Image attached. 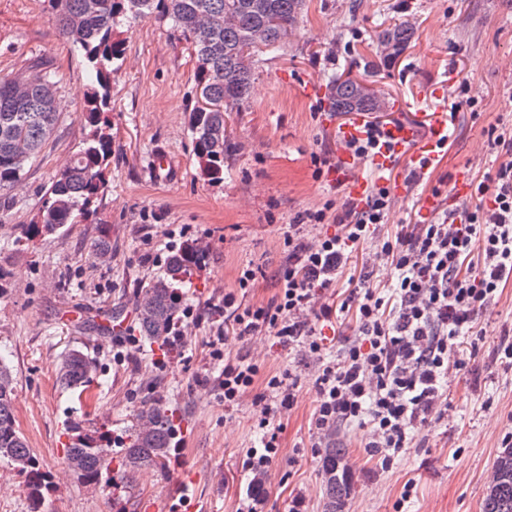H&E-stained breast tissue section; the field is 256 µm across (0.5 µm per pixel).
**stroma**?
<instances>
[{
    "label": "stroma",
    "instance_id": "stroma-1",
    "mask_svg": "<svg viewBox=\"0 0 512 512\" xmlns=\"http://www.w3.org/2000/svg\"><path fill=\"white\" fill-rule=\"evenodd\" d=\"M402 21L415 26V40L393 58L376 36ZM119 37L124 59L112 79L108 188L93 220L34 235L46 190L86 135L88 76L45 0H0V77L46 62L57 73L61 101L41 161L19 184L0 190V355L16 376L19 427L53 480L45 512H237L251 479L242 460L258 435L254 416L265 382L257 380L238 407L225 408L211 358L214 308L228 291L247 305L268 303L287 261L283 238L293 216L347 194L337 188L335 170L313 174L314 156L342 159V130L354 119L330 109L329 77H359L366 61L380 60L371 82L392 104L387 117L412 126L419 140L428 134L427 113L454 115L448 147L438 150L427 182H408V154L393 163V174L407 180L406 194L383 230L397 233L419 223L428 203L447 209L458 171L481 179L492 160L485 130L512 124V0H307L286 49L260 57L252 95L231 115L227 136L235 150L220 183L203 178L188 131L195 62L185 41L154 15L122 25ZM310 82L319 95L305 94ZM463 82L476 105L458 95ZM159 151L172 161L162 178L151 163ZM104 231L112 250L101 258L93 247ZM21 237L25 245L16 246ZM185 237L208 252L194 278L185 339L173 348L129 345L139 281L160 270L168 243ZM247 264L257 269L258 284L242 290L237 272ZM482 325L469 370L448 375L446 416L416 427L410 448L392 467L369 456L366 430L337 434L352 484L344 512H481L503 437L512 431V368L497 358L503 332L512 330V284ZM74 347L97 364L81 394L55 374ZM227 347L251 354L266 373L291 368L300 377L280 433L281 456L264 479L263 512H288L298 495L307 512H323L315 368L295 366L287 348L264 334L229 336ZM149 399L162 400L176 418L177 452L166 468L144 470L118 489L67 476L71 418L120 436ZM187 483L194 498L185 507L180 489Z\"/></svg>",
    "mask_w": 512,
    "mask_h": 512
}]
</instances>
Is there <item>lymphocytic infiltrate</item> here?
Instances as JSON below:
<instances>
[{
	"label": "lymphocytic infiltrate",
	"instance_id": "f902f5d3",
	"mask_svg": "<svg viewBox=\"0 0 512 512\" xmlns=\"http://www.w3.org/2000/svg\"><path fill=\"white\" fill-rule=\"evenodd\" d=\"M361 129L340 147L353 159L370 161L389 133L382 122L366 121ZM487 140L495 164L483 173L471 207L443 211L391 236L381 231L394 202L389 186L373 184L359 202L326 200L289 224L288 263L271 302L246 306L225 293L219 314L231 330L211 342L213 360L224 365L218 387L225 407L237 406L257 378L266 384L257 418L263 435L244 460L254 477L280 457L282 419L296 403L298 377L291 371L266 375L252 359L230 356L224 345L231 334L272 335L315 364L318 434L369 429L368 451L382 467L400 458L416 426L443 417L449 370L468 368L485 334L482 317L512 282V131L489 126ZM330 223L335 233L309 238V229ZM363 246L389 269V279L377 280L371 269L346 276L352 252ZM348 319L352 335L331 348L323 323Z\"/></svg>",
	"mask_w": 512,
	"mask_h": 512
}]
</instances>
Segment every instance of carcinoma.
<instances>
[{"mask_svg": "<svg viewBox=\"0 0 512 512\" xmlns=\"http://www.w3.org/2000/svg\"><path fill=\"white\" fill-rule=\"evenodd\" d=\"M306 0H48L61 34L77 48L91 84L85 98L86 137L46 192L38 230L52 233L66 224L86 221L107 188L112 156V75L123 56L115 28L145 13L168 22L184 40L195 61L196 101L188 114L193 150L201 175L212 183L224 180V158L231 144L227 119L248 99L254 81L252 55L264 48L279 51L286 44ZM409 24H395L377 36V43L400 54L414 39ZM330 105L338 112H378L382 100L351 74L332 76ZM59 113L54 71L35 64L29 73L0 78V188L21 179L40 157L53 135ZM200 247L183 241L168 255L162 270L136 294L137 331L150 343L163 345L175 334L199 269ZM96 363L80 348L68 350L56 369L59 382L84 390L96 375ZM15 379L0 358V462L25 477L30 512H40L52 481L15 418ZM73 432L65 463L82 485L130 484L148 468H162L172 458L175 427L169 409L153 400L133 416L112 477V435L86 432L69 422ZM346 449L329 443L322 458L324 512H343L350 493L344 464ZM482 512H512V448L499 452L486 487Z\"/></svg>", "mask_w": 512, "mask_h": 512, "instance_id": "cac0c4a2", "label": "carcinoma"}]
</instances>
